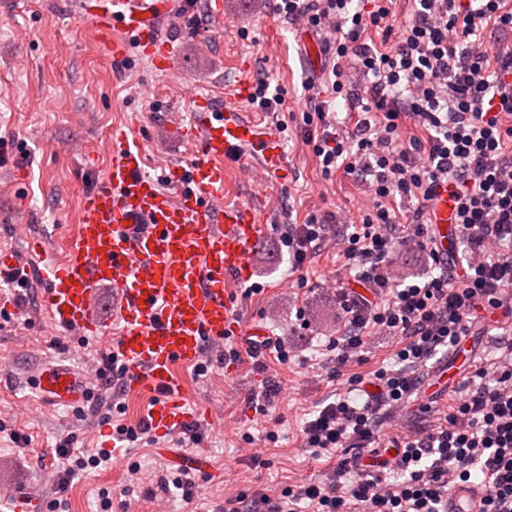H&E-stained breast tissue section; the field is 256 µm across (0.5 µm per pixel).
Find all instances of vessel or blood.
<instances>
[{"label":"vessel or blood","mask_w":512,"mask_h":512,"mask_svg":"<svg viewBox=\"0 0 512 512\" xmlns=\"http://www.w3.org/2000/svg\"><path fill=\"white\" fill-rule=\"evenodd\" d=\"M84 17L98 31L113 58L124 55L123 42L112 40L123 27L163 71L176 60L173 44L162 42L161 28L175 14L174 0H81ZM250 94L241 84L233 105L192 113L180 131L192 147L187 166L174 169L176 191H160L144 170L145 142L134 134L112 136L105 154V175L82 198L76 235L64 258L41 276L39 303L59 331L114 342L127 373L124 390L150 393L148 422L159 435L193 427L182 368L197 364L203 351L221 354L224 338L236 333L255 342L268 335L257 321L238 319L234 281L247 268L250 250L262 238L263 214L224 203V162L251 149L265 176L284 171L278 129L247 119L242 102ZM448 184H438L431 200L430 235L439 261L455 264L458 226ZM27 256L0 248V281L28 278ZM111 286L118 298L112 319L120 327L94 320L98 286ZM471 350L458 343L453 360L441 364L431 381L439 391L461 375ZM49 405L77 406L85 400L81 377L53 366L33 380ZM13 512H45L41 496L23 489L12 493ZM481 496L479 486L458 488L448 512H469Z\"/></svg>","instance_id":"b4317fda"}]
</instances>
